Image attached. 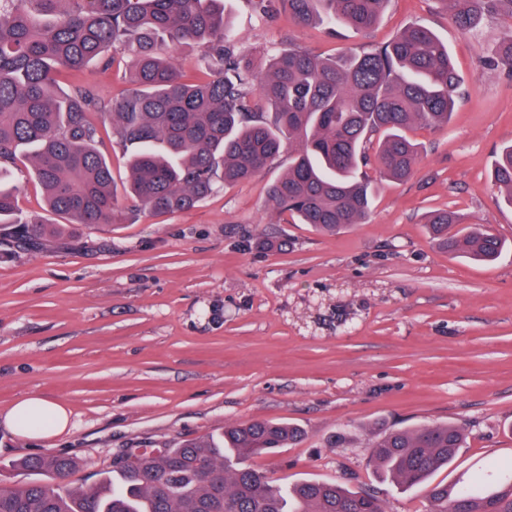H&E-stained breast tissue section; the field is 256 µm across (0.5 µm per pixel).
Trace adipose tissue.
Instances as JSON below:
<instances>
[{"instance_id":"adipose-tissue-1","label":"adipose tissue","mask_w":512,"mask_h":512,"mask_svg":"<svg viewBox=\"0 0 512 512\" xmlns=\"http://www.w3.org/2000/svg\"><path fill=\"white\" fill-rule=\"evenodd\" d=\"M5 420L13 432L22 436H56L66 432L69 413L57 399L34 394L16 402Z\"/></svg>"}]
</instances>
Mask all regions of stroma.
<instances>
[{"instance_id": "stroma-1", "label": "stroma", "mask_w": 512, "mask_h": 512, "mask_svg": "<svg viewBox=\"0 0 512 512\" xmlns=\"http://www.w3.org/2000/svg\"><path fill=\"white\" fill-rule=\"evenodd\" d=\"M254 79L293 43L319 55L362 52L412 23L430 28L466 85L449 126H416L411 178L375 180L368 223L321 233L273 208L271 184L290 149L250 181L220 187L186 212L133 207L128 151L100 116L121 219L62 223L37 253L0 239V489L28 482L19 460L73 458L66 482L95 481L128 448H175L255 419L303 437L256 465L283 485L338 481L377 492L386 512H426L423 492L383 482L370 444L387 428L458 423L467 442L435 481L467 482L485 462L512 466V207L490 179L512 142V77L484 68L512 17L463 34L438 0H389L363 34L300 27L287 13L224 0ZM130 52L75 81L105 102L127 87ZM437 210L491 225L507 249L490 264L438 250L426 220ZM41 394L70 425L20 437L3 418Z\"/></svg>"}]
</instances>
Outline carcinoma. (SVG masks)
I'll use <instances>...</instances> for the list:
<instances>
[{
    "instance_id": "1",
    "label": "carcinoma",
    "mask_w": 512,
    "mask_h": 512,
    "mask_svg": "<svg viewBox=\"0 0 512 512\" xmlns=\"http://www.w3.org/2000/svg\"><path fill=\"white\" fill-rule=\"evenodd\" d=\"M283 5L300 25L369 32L388 0H258ZM455 27L468 33L491 15H512V0H439ZM207 49V78L177 71L170 45ZM134 52L131 87L106 103L90 88L58 89V78L115 54ZM233 42L224 0H0V224H15L17 246L48 241V220L18 207L17 161L30 163L47 211L72 224H110L117 217L112 169L98 147L94 112L112 114V135L131 150L125 193L152 213H179L221 185L251 179L295 144L288 170L269 200L303 224L334 232L365 224L373 188L363 167L377 144L379 173L405 181L419 159L409 132L445 126L461 78L448 48L413 23L391 42L360 55L320 58L288 44L274 54L251 105L252 74ZM512 76V31L484 57ZM378 141H373V138ZM512 206V143L501 147L492 174ZM436 246L493 261L505 243L488 224H464L453 211L431 215ZM302 432L257 419L231 426L219 440H193L153 453H128L112 471L73 489L63 482L27 483L0 491V512H384L373 494L335 482L282 486L249 461L299 442ZM456 424L390 430L371 445L372 461L394 481L424 490L429 512H512V471L496 464L467 486L429 482L464 447ZM21 466L65 478L74 461L35 456Z\"/></svg>"
}]
</instances>
